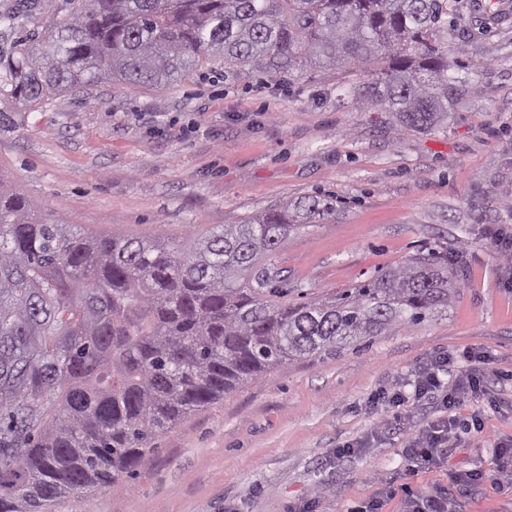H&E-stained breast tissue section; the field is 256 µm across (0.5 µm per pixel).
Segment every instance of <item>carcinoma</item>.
<instances>
[{"mask_svg":"<svg viewBox=\"0 0 512 512\" xmlns=\"http://www.w3.org/2000/svg\"><path fill=\"white\" fill-rule=\"evenodd\" d=\"M470 0H38L0 10V113L111 80L336 76L390 124L430 128L464 95L448 40ZM368 74L355 78L351 66ZM336 213L305 196L187 245L56 224L0 182V512L121 489L154 440L241 384L448 311L461 259L419 251L354 288L288 300L272 263Z\"/></svg>","mask_w":512,"mask_h":512,"instance_id":"cac0c4a2","label":"carcinoma"}]
</instances>
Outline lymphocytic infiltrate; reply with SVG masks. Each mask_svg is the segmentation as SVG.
<instances>
[{"label": "lymphocytic infiltrate", "mask_w": 512, "mask_h": 512, "mask_svg": "<svg viewBox=\"0 0 512 512\" xmlns=\"http://www.w3.org/2000/svg\"><path fill=\"white\" fill-rule=\"evenodd\" d=\"M461 366L462 372L454 387L444 388L440 376L451 367ZM488 359L473 348H465L452 354L435 356L424 362L418 369L412 395L399 391L381 389L373 392L369 401L372 405L383 407L390 412L393 420H400L401 409L408 400L422 401L438 399L444 411L442 418L428 424L418 438L409 444L406 455L414 472H431L440 468L448 470L447 486L427 489L401 485L399 492H379L370 497L358 509V512H384L388 502L400 498L404 512H451L448 498L449 487H464L484 481L483 473L471 470L460 472L448 469V441L454 429V410L459 406L462 396H470L480 402V409L474 410L471 423L475 432H483V409H495L499 401L487 391L484 378L488 371Z\"/></svg>", "instance_id": "obj_1"}]
</instances>
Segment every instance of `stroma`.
<instances>
[{"instance_id": "stroma-1", "label": "stroma", "mask_w": 512, "mask_h": 512, "mask_svg": "<svg viewBox=\"0 0 512 512\" xmlns=\"http://www.w3.org/2000/svg\"><path fill=\"white\" fill-rule=\"evenodd\" d=\"M448 55L466 92L430 129H390L381 113L337 104L313 74L281 88L257 77L104 82L0 117V180L62 224L178 244L286 201L333 197L335 216L274 256L294 302L421 250L465 264L446 315L268 371L158 438L126 490L76 492L60 512H289L317 487V512H353L391 483H445L439 471L412 475L405 456L440 417L437 403L408 405L395 423L368 397L411 392L420 362L464 345L490 354L500 406L476 433L472 402L460 405L450 464L490 470L495 440L512 438V265L491 238L512 227V27H476L466 53ZM344 442L358 450L337 457ZM454 495L457 512H512L510 484Z\"/></svg>"}]
</instances>
